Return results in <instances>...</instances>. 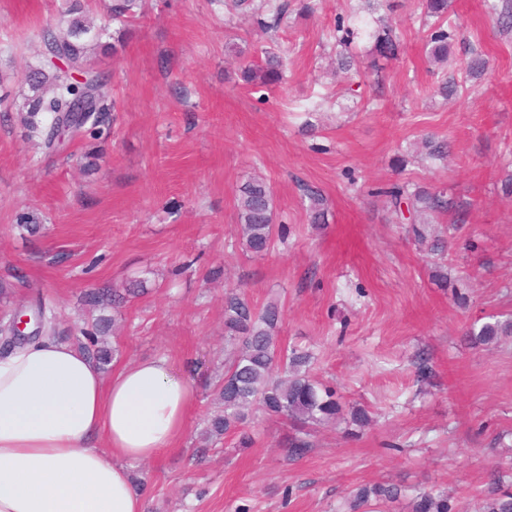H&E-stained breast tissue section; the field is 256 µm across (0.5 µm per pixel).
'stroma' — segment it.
<instances>
[{
    "instance_id": "35a3bbf8",
    "label": "stroma",
    "mask_w": 512,
    "mask_h": 512,
    "mask_svg": "<svg viewBox=\"0 0 512 512\" xmlns=\"http://www.w3.org/2000/svg\"><path fill=\"white\" fill-rule=\"evenodd\" d=\"M290 8L274 35L224 0H145L136 22L109 24L94 54L115 108L98 135L43 154L24 137L20 114L0 105V284L9 309L43 297L57 336L111 319L90 307L89 289L146 280L148 292L121 312L110 339L111 369L164 356L196 401L176 446L131 474L145 512H336L364 484L402 485L388 512H408L416 489L447 491L452 512H481L489 474L512 472V336L478 347L469 324L512 317V32L502 33L482 0H451L448 18L489 61L484 80L446 100L431 88L443 71L424 52L419 0H389L379 15L401 35L397 60L381 72L334 76L337 17L368 16V0H314ZM62 0H0V70L13 90L37 64L41 30ZM237 44L240 55L228 54ZM286 62L281 84L240 77L260 49ZM447 137V164L414 158L417 136ZM406 156V168L395 159ZM273 188L285 240L262 257L235 249L236 186L253 173ZM432 183L460 212L441 219L439 258L405 239L376 188ZM321 188L326 224L307 221L301 187ZM42 220L37 232L17 217ZM256 305L279 299L281 346L315 355L313 376L348 418L319 429L303 457L288 455L290 427L263 417L256 439L200 437L224 371V290ZM431 372L420 376L418 355Z\"/></svg>"
}]
</instances>
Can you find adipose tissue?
Here are the masks:
<instances>
[{
    "label": "adipose tissue",
    "mask_w": 512,
    "mask_h": 512,
    "mask_svg": "<svg viewBox=\"0 0 512 512\" xmlns=\"http://www.w3.org/2000/svg\"><path fill=\"white\" fill-rule=\"evenodd\" d=\"M194 392L167 358L104 374L46 335L0 357V512H144L133 464L181 437Z\"/></svg>",
    "instance_id": "obj_1"
}]
</instances>
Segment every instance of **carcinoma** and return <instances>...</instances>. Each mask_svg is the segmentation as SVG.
I'll list each match as a JSON object with an SVG mask.
<instances>
[{"instance_id": "1", "label": "carcinoma", "mask_w": 512, "mask_h": 512, "mask_svg": "<svg viewBox=\"0 0 512 512\" xmlns=\"http://www.w3.org/2000/svg\"><path fill=\"white\" fill-rule=\"evenodd\" d=\"M428 32L425 52L429 60L446 63L450 49L459 37V28L448 23L450 0H421ZM489 15L501 31H512V5H499L496 0H483ZM139 0H104V21L130 22L136 18ZM235 7L247 12L263 30L276 29L287 14L288 5H276L270 0H235ZM63 15L67 26L48 25L43 28L42 52L38 64L25 77L28 90L21 93V101L11 100L6 87V74L0 70V104L8 101L21 112L27 138L40 139L46 153L58 149L61 138L67 134L85 133L86 123L71 120V101L93 95L89 112L101 116L114 108L110 77L100 71L87 69L90 57L87 49L95 46L105 54L110 46L101 41L103 28L95 27L85 19L83 0H65ZM336 32L342 50L336 58L337 68L348 73L362 64L360 56L350 51L355 40L365 38L373 43V59L369 66L378 69L380 60H393L400 54V40L393 24L383 17L373 22L345 21L339 18ZM488 69V60L481 50L469 45L464 71L469 81L482 78ZM242 77L249 84L270 86L282 77V62L268 54L262 62L244 66ZM425 158L447 162L448 139L437 135L422 137ZM386 197L393 215V223L403 226L405 236L423 242L426 226L437 223L440 215L459 210V205L447 190L431 184L409 189L401 182L386 184L380 190ZM303 196L308 201L310 224L328 222V205L320 188L306 184ZM237 221L241 227V251L252 257L264 256L283 239L284 226L276 224L272 189L262 177H251L235 191ZM144 280L133 288L112 289V310L118 311L129 299L146 293ZM282 322L279 305L269 302L261 307L253 304L244 293L235 288L224 289V375L216 388L223 405V413L207 418L206 434L216 440L234 433L238 446L249 448L254 442L248 432L257 414L276 417L289 425L288 455L304 456L311 442L310 430L333 418L341 410L336 392L310 376L312 354L304 349L282 348L277 335ZM472 345L478 346L501 336H512V321H501L487 315L484 322L473 323L466 331ZM78 348L106 365L111 351L100 342L99 336L84 333ZM402 496V487L393 483L362 485L347 498L348 512H382L381 505L393 503ZM411 512H451L448 496L433 489H421L412 498ZM483 512H512V493L491 491L484 501Z\"/></svg>"}]
</instances>
